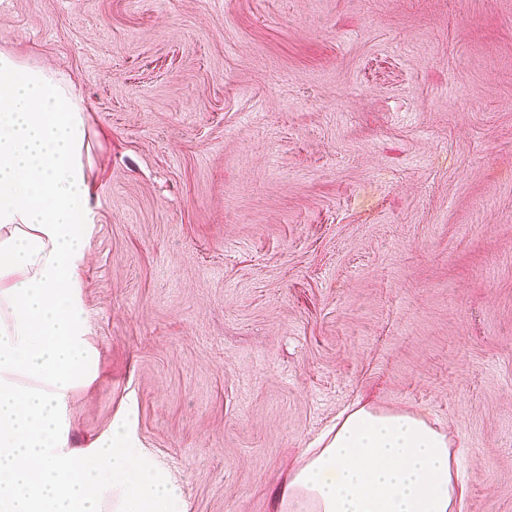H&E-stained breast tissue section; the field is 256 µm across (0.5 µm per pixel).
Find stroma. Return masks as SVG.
<instances>
[{"label": "stroma", "instance_id": "stroma-1", "mask_svg": "<svg viewBox=\"0 0 512 512\" xmlns=\"http://www.w3.org/2000/svg\"><path fill=\"white\" fill-rule=\"evenodd\" d=\"M73 83L98 377L188 512H272L357 402L462 442L512 512V0H0Z\"/></svg>", "mask_w": 512, "mask_h": 512}]
</instances>
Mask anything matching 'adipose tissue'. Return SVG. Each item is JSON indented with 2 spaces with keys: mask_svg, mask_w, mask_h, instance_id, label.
Instances as JSON below:
<instances>
[{
  "mask_svg": "<svg viewBox=\"0 0 512 512\" xmlns=\"http://www.w3.org/2000/svg\"><path fill=\"white\" fill-rule=\"evenodd\" d=\"M86 146L73 85L0 51V512H187L125 419L68 445V399L96 366L80 297ZM463 452L418 414L362 402L288 472L274 512H462Z\"/></svg>",
  "mask_w": 512,
  "mask_h": 512,
  "instance_id": "obj_1",
  "label": "adipose tissue"
}]
</instances>
